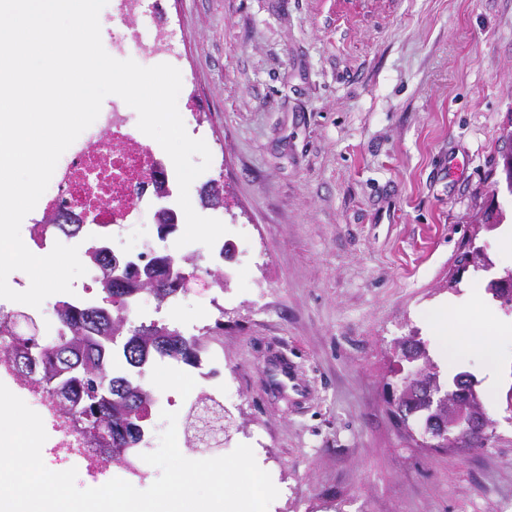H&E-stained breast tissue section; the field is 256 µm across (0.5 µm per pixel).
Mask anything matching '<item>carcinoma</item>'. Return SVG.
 Wrapping results in <instances>:
<instances>
[{"label": "carcinoma", "mask_w": 512, "mask_h": 512, "mask_svg": "<svg viewBox=\"0 0 512 512\" xmlns=\"http://www.w3.org/2000/svg\"><path fill=\"white\" fill-rule=\"evenodd\" d=\"M86 260L101 271V298L93 304H75L64 298L57 302L56 319L60 332L45 341L38 335L19 336L21 322L33 321L24 313L0 316V339L13 354L16 369H21L31 343L42 350L33 379L55 395L64 413L78 403L91 417L85 435L112 463L127 466L134 448L141 441L152 406L151 390L141 382L145 367L156 360H175L187 365L198 363L200 336L186 334L166 323L153 321L132 327L124 322L131 304L141 295L153 296L162 307L180 292L170 288L162 276L142 282L131 276L126 284H112L108 268L116 255L99 241L85 251ZM97 307L109 315L92 316ZM423 402L413 396L397 404L393 413L406 427L413 419L428 428ZM459 447L468 451L484 448L489 438L476 430L458 431Z\"/></svg>", "instance_id": "1"}]
</instances>
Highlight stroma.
Wrapping results in <instances>:
<instances>
[{
	"label": "stroma",
	"instance_id": "35a3bbf8",
	"mask_svg": "<svg viewBox=\"0 0 512 512\" xmlns=\"http://www.w3.org/2000/svg\"><path fill=\"white\" fill-rule=\"evenodd\" d=\"M182 35L187 133L226 189L225 238H247L217 285L213 250L162 315L223 366L227 450L252 446L273 512H512V417L489 447H421L395 422L397 339L437 303L512 268L484 212L512 215V0H166ZM491 270H459L468 239ZM223 321L217 336L202 327ZM288 367L300 391L282 388Z\"/></svg>",
	"mask_w": 512,
	"mask_h": 512
}]
</instances>
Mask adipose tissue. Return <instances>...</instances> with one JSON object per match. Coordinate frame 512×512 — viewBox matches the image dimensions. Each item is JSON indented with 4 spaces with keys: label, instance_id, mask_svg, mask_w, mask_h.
I'll list each match as a JSON object with an SVG mask.
<instances>
[{
    "label": "adipose tissue",
    "instance_id": "adipose-tissue-1",
    "mask_svg": "<svg viewBox=\"0 0 512 512\" xmlns=\"http://www.w3.org/2000/svg\"><path fill=\"white\" fill-rule=\"evenodd\" d=\"M426 324L439 342L438 355L446 366H454L458 354L474 353L491 376L502 364L504 339L512 336V324L497 320L476 288L466 302L449 301L431 310Z\"/></svg>",
    "mask_w": 512,
    "mask_h": 512
}]
</instances>
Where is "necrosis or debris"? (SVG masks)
I'll list each match as a JSON object with an SVG mask.
<instances>
[{"mask_svg": "<svg viewBox=\"0 0 512 512\" xmlns=\"http://www.w3.org/2000/svg\"><path fill=\"white\" fill-rule=\"evenodd\" d=\"M112 51L139 52L150 63L179 65L176 34L169 29L163 0H108ZM137 117L120 97L71 145L53 173L54 186L41 197L38 218L27 226L31 249L47 253L55 243L83 245L85 241L122 238L134 225L156 223L158 185H172L176 173L165 154L141 141ZM67 215L80 231L67 235L47 224L48 216ZM0 382L44 418L54 441L51 452L77 467L90 480L110 473L111 462L92 450L72 416L36 381L20 378L0 353Z\"/></svg>", "mask_w": 512, "mask_h": 512, "instance_id": "necrosis-or-debris-1", "label": "necrosis or debris"}]
</instances>
